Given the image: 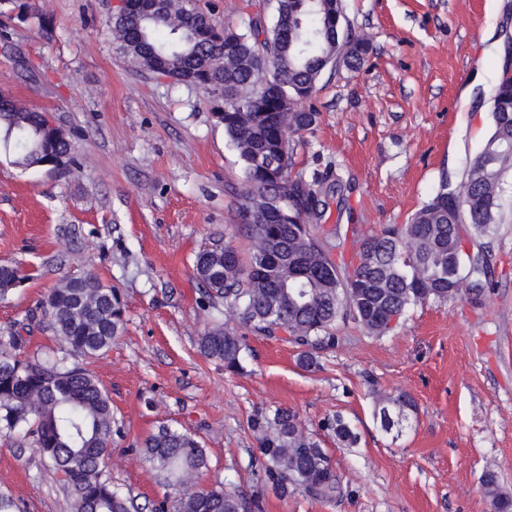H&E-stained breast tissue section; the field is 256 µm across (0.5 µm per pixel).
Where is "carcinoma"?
<instances>
[{"label":"carcinoma","instance_id":"obj_1","mask_svg":"<svg viewBox=\"0 0 512 512\" xmlns=\"http://www.w3.org/2000/svg\"><path fill=\"white\" fill-rule=\"evenodd\" d=\"M112 30L144 70L162 64L169 78L192 77L210 99L222 101L224 112L215 117L238 154L243 188L237 211L251 248L244 259L233 243L218 240L194 255L192 270L206 302L224 305L240 328L295 345L299 364L311 368L320 352L336 345L340 321L383 336L410 308L454 297L461 279L470 280L474 297L482 296L485 258L463 256L454 278L448 267L460 236L486 235L498 223L512 177V77L496 88L492 130L469 161L461 189L444 180L408 223L357 240L360 261L346 271L314 234L327 207V180L294 171V137L319 117L303 102L338 59L355 67L369 54L368 42L346 24L343 0H276L272 25L259 17L236 31L216 24L191 0H164L154 17L131 13L114 19ZM0 151L24 170L60 155L75 164L73 143H49L42 113L13 102H0ZM24 279L18 267L0 265V300ZM40 310L0 332V435L29 442L51 463L72 512H138L106 477L116 421L107 392L85 367L123 333L122 295L96 275L64 276ZM35 328L49 330L74 362L29 356L25 335ZM245 340L239 328L217 323L199 338V351L241 373ZM417 414L412 396L401 392L378 401L373 416L384 432L399 435ZM248 426L257 441L254 464L280 495L292 488L329 503L343 498L342 477L294 411L260 409ZM327 429L345 447L358 443L340 415ZM141 452L169 489L159 512H261L259 498L222 485L181 492L208 466L192 433L163 423ZM483 489L492 512H512V496L495 474H485Z\"/></svg>","mask_w":512,"mask_h":512}]
</instances>
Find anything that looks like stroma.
Masks as SVG:
<instances>
[{"mask_svg":"<svg viewBox=\"0 0 512 512\" xmlns=\"http://www.w3.org/2000/svg\"><path fill=\"white\" fill-rule=\"evenodd\" d=\"M29 18L0 24V92L70 133L78 168L24 170L0 154V264L27 278L0 300V329L25 318L62 276L92 273L121 290L125 330L89 368L120 429L108 461L115 489L153 512L165 489L136 446L160 424L196 434L208 467L197 488L229 483L263 512H491L481 480L512 495V183L485 254L480 300L411 309L386 335L337 326L335 348L304 369L291 345L248 335L245 369L204 358L200 336L225 312L206 305L192 273L205 245L235 239L242 171L195 85L157 78L112 33L113 0H25ZM218 23L271 17L269 0H192ZM370 44L360 68L338 64L310 102L297 169L341 181L321 236L336 225L369 235L408 217L442 180L461 184L491 126L490 98L507 72L512 0H345ZM48 26L38 29V19ZM418 404L399 437L373 419L376 399ZM288 408L343 477L341 501L282 497L258 479L248 426L254 410ZM343 415L360 434L340 445L326 428ZM22 512H71L63 483L29 445L0 437V492Z\"/></svg>","mask_w":512,"mask_h":512,"instance_id":"1","label":"stroma"}]
</instances>
